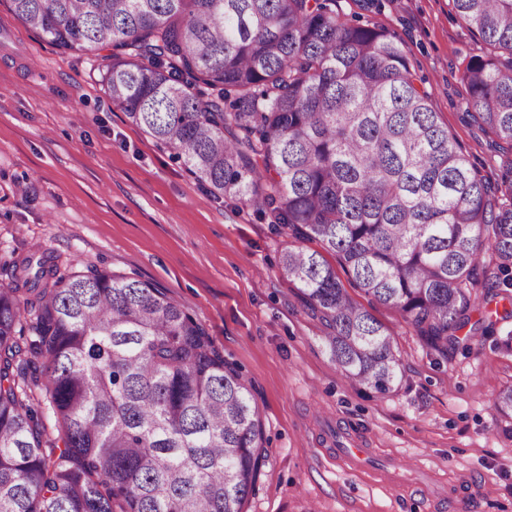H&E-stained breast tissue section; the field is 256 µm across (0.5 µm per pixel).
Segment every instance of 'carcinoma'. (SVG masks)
<instances>
[{
    "label": "carcinoma",
    "instance_id": "obj_1",
    "mask_svg": "<svg viewBox=\"0 0 512 512\" xmlns=\"http://www.w3.org/2000/svg\"><path fill=\"white\" fill-rule=\"evenodd\" d=\"M11 3L65 52L114 49L115 108L213 195L320 245L279 266L347 379L388 394L401 358L324 251L442 358L512 317V161L494 178L471 162L392 34L336 0ZM449 5L487 46L461 73L466 117L512 149V0ZM0 269L23 283L0 286V512H242L264 423L205 327L135 277L36 254ZM479 299L505 308L473 323ZM34 358L54 440L19 383ZM494 407L512 417V387Z\"/></svg>",
    "mask_w": 512,
    "mask_h": 512
}]
</instances>
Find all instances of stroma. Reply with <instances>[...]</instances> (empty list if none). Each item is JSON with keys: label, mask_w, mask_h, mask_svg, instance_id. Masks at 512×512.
Segmentation results:
<instances>
[{"label": "stroma", "mask_w": 512, "mask_h": 512, "mask_svg": "<svg viewBox=\"0 0 512 512\" xmlns=\"http://www.w3.org/2000/svg\"><path fill=\"white\" fill-rule=\"evenodd\" d=\"M344 20L395 35L431 103L491 175L508 160L470 123L460 76L485 44L448 0H336ZM110 50L65 53L0 0V265L34 248L61 273L90 267L146 280L182 304L250 387L268 460L243 512H512V418L493 405L512 386V330L440 357L394 309L350 295L401 355L379 395L331 360L321 321L279 268L292 238L252 207L211 195L173 151L112 105ZM364 448L361 465L340 453Z\"/></svg>", "instance_id": "stroma-1"}]
</instances>
